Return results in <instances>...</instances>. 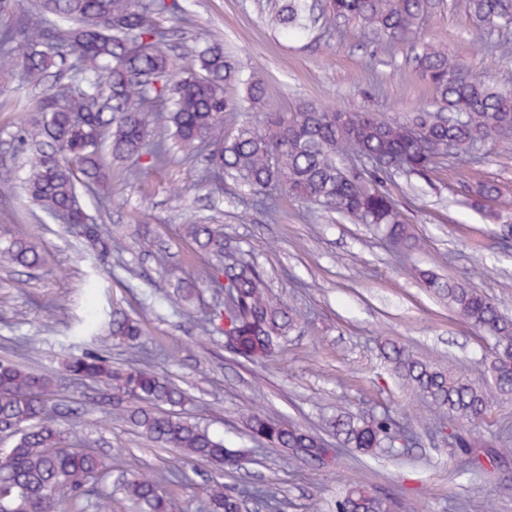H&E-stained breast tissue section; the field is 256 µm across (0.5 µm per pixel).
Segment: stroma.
I'll return each instance as SVG.
<instances>
[{
  "instance_id": "stroma-1",
  "label": "stroma",
  "mask_w": 512,
  "mask_h": 512,
  "mask_svg": "<svg viewBox=\"0 0 512 512\" xmlns=\"http://www.w3.org/2000/svg\"><path fill=\"white\" fill-rule=\"evenodd\" d=\"M276 2L186 0V34L222 43L237 66L262 83L264 111L291 112L311 103L392 118L432 102L433 89L410 44L377 48L355 22L343 20L332 32L319 25L288 38L270 21ZM419 36L512 90V33L480 36L469 0H430ZM35 93L0 75V174L6 179L0 184V242L25 238L44 257L37 269L0 268V359L59 376V398L77 413L57 425L76 444L97 449L116 473L180 475L167 488L172 512H204L202 488L213 466L152 447L113 412L103 385L63 375L78 322L119 311L141 322L140 354L194 396L180 414L234 446L254 449V461L225 467L226 486L270 484L279 491V512H327L345 483L359 476L389 497L396 512H512V458L495 467L483 459L459 470L451 436L458 422L449 421L446 436L426 430L429 404L391 378L381 355L391 340L434 367L482 378L487 341L425 288L418 273L433 270L469 284L512 315V245L502 239L512 210L492 223L468 205V188L479 180L495 182L512 197V138L486 144L473 159L447 158L428 179L396 173L387 180L420 239L419 250L403 262L371 226L302 200L281 197L279 212L270 217L240 204L243 190L230 180L221 198L205 197L197 186L203 161L151 168L136 186L127 184L116 161L111 183L99 196L84 198L90 215L126 229L103 260L21 190L27 168L14 138L32 115L17 106ZM101 196L108 200L103 213ZM197 218L223 225L265 271L270 292L307 317L302 328L279 339L263 364L242 362L223 337L199 334L195 318L222 300L214 288L199 286L186 303L169 300L177 278L189 277L203 261L184 230ZM139 224L149 226L156 255L140 253L133 235ZM258 408L325 436L338 411L369 416L387 410L414 437L392 456L340 449L335 465L319 471L302 461L286 464L282 452L248 435L245 420ZM474 430L482 448H512V400Z\"/></svg>"
}]
</instances>
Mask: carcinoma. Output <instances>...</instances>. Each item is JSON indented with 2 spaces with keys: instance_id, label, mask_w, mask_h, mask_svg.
Wrapping results in <instances>:
<instances>
[{
  "instance_id": "cac0c4a2",
  "label": "carcinoma",
  "mask_w": 512,
  "mask_h": 512,
  "mask_svg": "<svg viewBox=\"0 0 512 512\" xmlns=\"http://www.w3.org/2000/svg\"><path fill=\"white\" fill-rule=\"evenodd\" d=\"M332 19L354 21L377 43L413 40L428 0H328ZM471 18L481 30L512 26V0H469ZM308 0H281L276 24L287 33L309 31ZM186 8L178 0H37L34 13L0 30V71L23 84L52 68L70 73L33 99L36 118L22 127L32 155L25 189L43 212L82 230L99 256L112 254V236L91 221L81 190L93 191L112 180V160L132 159L126 180L136 184L147 166L177 158L190 161L209 150L202 188L223 191L224 176L249 191L244 205L272 216L276 189L335 211L356 224H372L393 253L410 256L418 238L398 203L383 187L395 171L424 176L439 158L438 145L450 143L463 155L512 135V92L502 91L474 74L446 51L424 42L416 61L433 87L434 101L404 118L380 119L371 112H336L304 106L294 112H264L254 124L224 136V115L253 112L263 98L261 83L244 75L217 41L195 44L180 53L172 43ZM241 86L245 95L226 94ZM474 206L488 215L507 211L512 200L490 182L468 189ZM186 233L208 258L177 289L198 284L224 290V307L216 306L197 321L206 336L221 335L238 357L257 364L274 349V338L294 329L301 317L277 302L265 286L263 272L234 250L224 232L212 224L192 222ZM36 247L13 240L0 245V267L38 268ZM427 287L448 297V306L492 341L484 377L439 370L405 347L387 342L383 356L395 375L434 409L426 425L448 430V418L473 424L512 398V318L478 290L459 282L423 275ZM113 338L136 347L140 323L112 313L101 323ZM66 371L77 380H104L112 406L125 402V420L159 448H174L186 457L216 466L242 465L246 450L229 448L224 439L188 418L162 413L189 400L187 391L151 366L114 367L93 352L72 355ZM55 379L22 364L0 359V432L13 446L0 449V512H65L64 505L112 512V494L130 503L132 512H170L166 485L173 474L158 478L129 471L112 487L103 486L105 464L91 449H76L57 428L52 414ZM250 435L318 467L330 464L335 449L318 434L283 425L256 410L246 420ZM336 439L348 448L374 453L396 447L407 435L389 413L357 418L347 412L333 422ZM460 448L459 466L476 461L471 438L453 434ZM205 512H242L245 496L278 508V492L255 488L234 492L215 479L203 489ZM335 512H394L392 502L353 479L336 500Z\"/></svg>"
}]
</instances>
